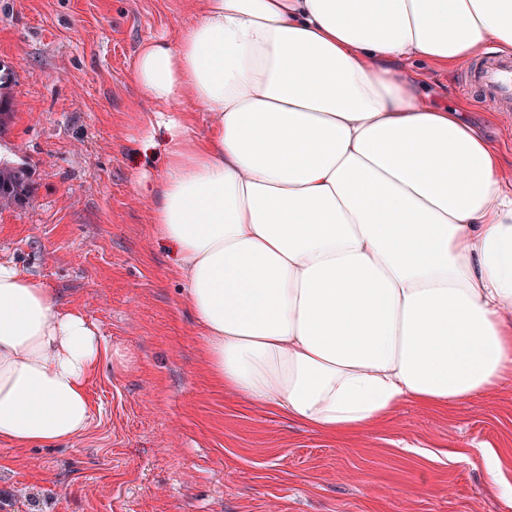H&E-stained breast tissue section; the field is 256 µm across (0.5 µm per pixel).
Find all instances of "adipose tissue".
Wrapping results in <instances>:
<instances>
[{
    "label": "adipose tissue",
    "instance_id": "adipose-tissue-1",
    "mask_svg": "<svg viewBox=\"0 0 512 512\" xmlns=\"http://www.w3.org/2000/svg\"><path fill=\"white\" fill-rule=\"evenodd\" d=\"M488 47L512 56V0H202L142 44L144 140L165 133L152 233L215 384L343 435L512 383V180L417 68ZM105 357L130 362L0 260V440L81 438Z\"/></svg>",
    "mask_w": 512,
    "mask_h": 512
}]
</instances>
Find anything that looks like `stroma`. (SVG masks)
Wrapping results in <instances>:
<instances>
[{"label": "stroma", "mask_w": 512, "mask_h": 512, "mask_svg": "<svg viewBox=\"0 0 512 512\" xmlns=\"http://www.w3.org/2000/svg\"><path fill=\"white\" fill-rule=\"evenodd\" d=\"M188 0H0V64L14 116L0 144L29 199L0 209V257L83 312L127 366L87 385L92 423L64 447L0 440V512H512V386L427 412L413 402L332 437L215 386L181 302L177 250L151 228L165 156L143 145L156 110L129 78L148 38L175 36ZM467 68L426 69L472 116L512 177V112Z\"/></svg>", "instance_id": "stroma-1"}]
</instances>
